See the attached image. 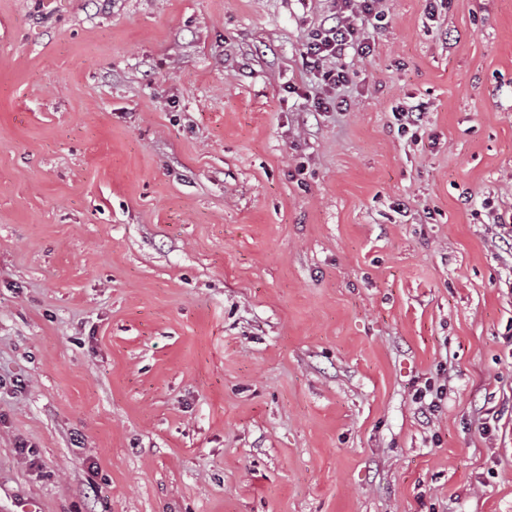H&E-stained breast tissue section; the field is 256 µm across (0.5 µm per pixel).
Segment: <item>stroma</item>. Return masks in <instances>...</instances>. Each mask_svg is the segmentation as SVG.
<instances>
[{
  "mask_svg": "<svg viewBox=\"0 0 512 512\" xmlns=\"http://www.w3.org/2000/svg\"><path fill=\"white\" fill-rule=\"evenodd\" d=\"M426 6L317 113L333 0H0V512H512V0ZM447 396V388L445 385L435 386V384L431 383V380L428 379L425 382L424 387L417 388L413 399L415 403H420L421 408L427 406L429 411L435 412L440 411L443 401ZM426 399L429 402H426Z\"/></svg>",
  "mask_w": 512,
  "mask_h": 512,
  "instance_id": "obj_1",
  "label": "stroma"
}]
</instances>
